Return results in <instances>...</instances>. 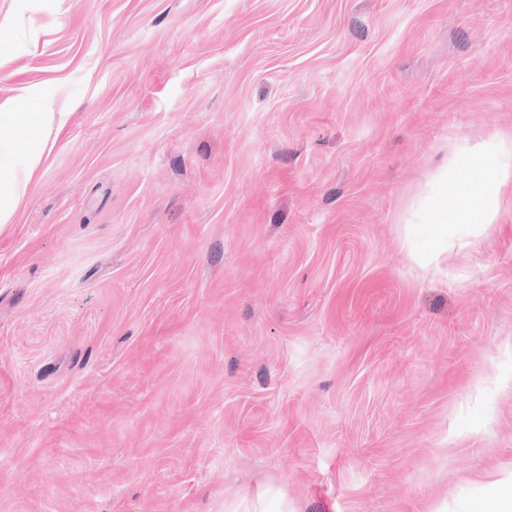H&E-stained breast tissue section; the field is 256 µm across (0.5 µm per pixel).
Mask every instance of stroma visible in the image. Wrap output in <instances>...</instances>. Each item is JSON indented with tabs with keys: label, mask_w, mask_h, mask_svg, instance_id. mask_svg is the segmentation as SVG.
Instances as JSON below:
<instances>
[{
	"label": "stroma",
	"mask_w": 512,
	"mask_h": 512,
	"mask_svg": "<svg viewBox=\"0 0 512 512\" xmlns=\"http://www.w3.org/2000/svg\"><path fill=\"white\" fill-rule=\"evenodd\" d=\"M63 112L0 228V512H490L512 480V0H0ZM512 141L492 132L478 147L464 146L429 183L426 209L438 239L472 224H494L505 196L512 198Z\"/></svg>",
	"instance_id": "stroma-1"
}]
</instances>
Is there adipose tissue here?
Masks as SVG:
<instances>
[{"label":"adipose tissue","mask_w":512,"mask_h":512,"mask_svg":"<svg viewBox=\"0 0 512 512\" xmlns=\"http://www.w3.org/2000/svg\"><path fill=\"white\" fill-rule=\"evenodd\" d=\"M52 112H1L0 129L15 125L19 138L0 139V226L11 223L26 185L41 163L40 133ZM512 195V137L492 132L477 147H463L429 184L426 209L436 237L472 224L494 223Z\"/></svg>","instance_id":"1"}]
</instances>
